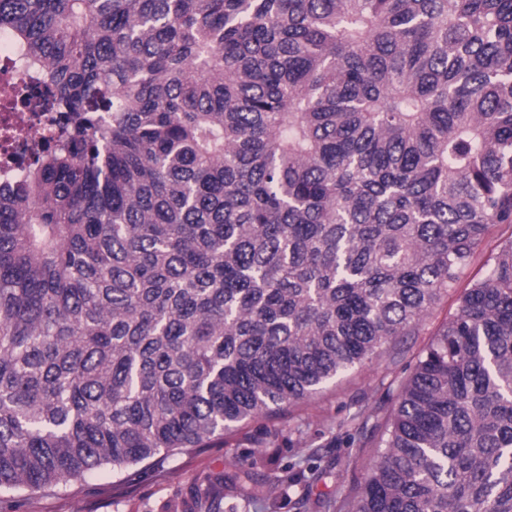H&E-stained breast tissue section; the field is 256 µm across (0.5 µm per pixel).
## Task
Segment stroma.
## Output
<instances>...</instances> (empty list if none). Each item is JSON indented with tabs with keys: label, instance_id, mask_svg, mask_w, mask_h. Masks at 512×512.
Here are the masks:
<instances>
[{
	"label": "stroma",
	"instance_id": "35a3bbf8",
	"mask_svg": "<svg viewBox=\"0 0 512 512\" xmlns=\"http://www.w3.org/2000/svg\"><path fill=\"white\" fill-rule=\"evenodd\" d=\"M485 261L482 255L472 261L458 287L430 311L418 335L401 338L403 356L383 352L310 400L248 422L194 454H177L128 475L96 470L81 483L34 498L0 489V512H178L194 481L223 472L229 455L247 458L257 451L271 486L264 502L249 508L228 498L220 512H299L297 502L303 498L308 512H323L324 501L354 490L376 458L375 449L353 441V417L374 413L387 389L409 373L432 333L454 313L461 288L484 274ZM288 472L295 479L287 483L283 476Z\"/></svg>",
	"mask_w": 512,
	"mask_h": 512
}]
</instances>
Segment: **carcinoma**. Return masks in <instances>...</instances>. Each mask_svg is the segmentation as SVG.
Wrapping results in <instances>:
<instances>
[{"label":"carcinoma","mask_w":512,"mask_h":512,"mask_svg":"<svg viewBox=\"0 0 512 512\" xmlns=\"http://www.w3.org/2000/svg\"><path fill=\"white\" fill-rule=\"evenodd\" d=\"M0 31L65 128L0 186V489L311 399L512 228V0H0ZM486 266L326 506L512 512V236Z\"/></svg>","instance_id":"cac0c4a2"}]
</instances>
